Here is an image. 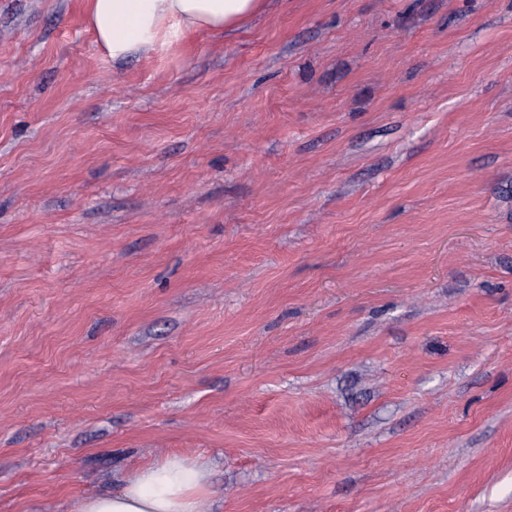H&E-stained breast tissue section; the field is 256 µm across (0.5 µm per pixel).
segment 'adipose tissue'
<instances>
[{"label":"adipose tissue","instance_id":"adipose-tissue-1","mask_svg":"<svg viewBox=\"0 0 512 512\" xmlns=\"http://www.w3.org/2000/svg\"><path fill=\"white\" fill-rule=\"evenodd\" d=\"M269 8L270 0H84L86 23L115 62L151 57L194 31L234 32ZM211 494L208 463L169 455L115 492L77 499L70 512H204Z\"/></svg>","mask_w":512,"mask_h":512}]
</instances>
